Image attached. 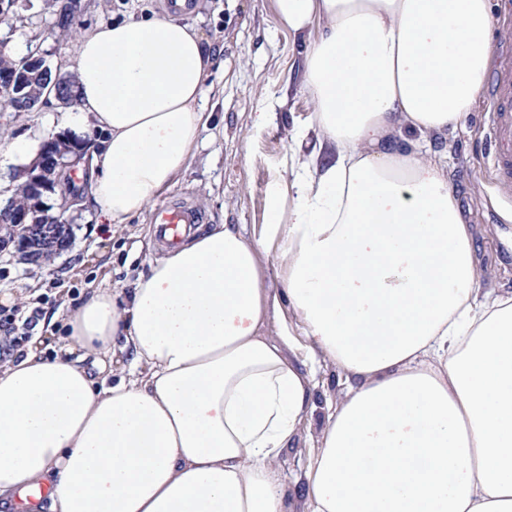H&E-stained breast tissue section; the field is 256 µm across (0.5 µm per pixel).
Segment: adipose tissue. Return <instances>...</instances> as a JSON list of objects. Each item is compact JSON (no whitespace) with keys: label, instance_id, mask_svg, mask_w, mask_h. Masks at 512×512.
Wrapping results in <instances>:
<instances>
[{"label":"adipose tissue","instance_id":"1","mask_svg":"<svg viewBox=\"0 0 512 512\" xmlns=\"http://www.w3.org/2000/svg\"><path fill=\"white\" fill-rule=\"evenodd\" d=\"M305 45L309 153L293 148L260 238L189 231L124 292L102 279L40 342L0 354V505L11 512H293L278 458L312 372L261 335V252L309 356L347 383L304 474L305 512H512V294L481 288L474 230L431 152L481 95L489 0H275ZM210 59L170 15L79 39L83 202L117 231L188 166ZM133 371L103 387L81 364ZM47 489L48 501L36 500Z\"/></svg>","mask_w":512,"mask_h":512}]
</instances>
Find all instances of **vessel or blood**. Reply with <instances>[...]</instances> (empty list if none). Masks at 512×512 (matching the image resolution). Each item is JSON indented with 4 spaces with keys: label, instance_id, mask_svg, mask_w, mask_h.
I'll return each instance as SVG.
<instances>
[{
    "label": "vessel or blood",
    "instance_id": "b4317fda",
    "mask_svg": "<svg viewBox=\"0 0 512 512\" xmlns=\"http://www.w3.org/2000/svg\"><path fill=\"white\" fill-rule=\"evenodd\" d=\"M485 97L489 104L490 136L495 141L490 171L495 181L512 185V46L502 44L494 52ZM161 232L179 236L180 226L203 223L202 212L183 202L162 205L152 218Z\"/></svg>",
    "mask_w": 512,
    "mask_h": 512
}]
</instances>
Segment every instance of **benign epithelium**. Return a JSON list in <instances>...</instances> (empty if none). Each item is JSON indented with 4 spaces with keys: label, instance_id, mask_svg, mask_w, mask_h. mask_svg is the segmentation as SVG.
I'll return each instance as SVG.
<instances>
[{
    "label": "benign epithelium",
    "instance_id": "7a95c632",
    "mask_svg": "<svg viewBox=\"0 0 512 512\" xmlns=\"http://www.w3.org/2000/svg\"><path fill=\"white\" fill-rule=\"evenodd\" d=\"M83 153L84 149L75 148L66 135L59 133L43 141L36 157L21 167L18 176L26 178L29 203L21 209L0 206V223L10 224L15 229L13 238H0L1 252L12 247L25 255V260L40 264L53 261L69 248L70 220L62 212L51 210L48 200L55 193L59 172L68 171L75 164L69 155ZM41 228L57 231L54 248L50 254L31 257L26 248L28 237Z\"/></svg>",
    "mask_w": 512,
    "mask_h": 512
}]
</instances>
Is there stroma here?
I'll return each instance as SVG.
<instances>
[{
  "instance_id": "1",
  "label": "stroma",
  "mask_w": 512,
  "mask_h": 512,
  "mask_svg": "<svg viewBox=\"0 0 512 512\" xmlns=\"http://www.w3.org/2000/svg\"><path fill=\"white\" fill-rule=\"evenodd\" d=\"M52 0H19L12 26H0V46L15 57L39 43L47 63L60 73L73 71L78 40L52 29ZM163 0H81L76 19L87 34L107 21L160 15ZM184 23L203 36L211 63L204 104L211 117L201 129L199 148L189 167L162 192L158 203L185 201L205 213L211 224H239L247 234L262 235L268 221L270 190L288 179L284 158L297 133L307 131L315 103L300 73L303 44L275 18L273 0H194ZM270 110L264 125L256 114ZM70 108L50 101L22 115L0 112V130L25 143L24 153H0V180L13 181L36 156L48 136L60 133ZM488 114L482 104L463 113L447 138L432 148L448 154V183L468 223L477 232L476 246L483 286L512 293V196L489 178L491 157ZM70 248L51 266L24 264L10 252L0 253V298L25 291L26 302H13L11 314L41 313L32 333L61 347L68 332L60 314L77 306L102 278L130 289L146 273L155 253L150 245L151 211L126 222L118 233L100 224L90 207L71 209ZM313 409L290 448L279 458L288 491H295L308 459L321 445L326 417L346 393L345 379L332 361L315 366Z\"/></svg>"
}]
</instances>
